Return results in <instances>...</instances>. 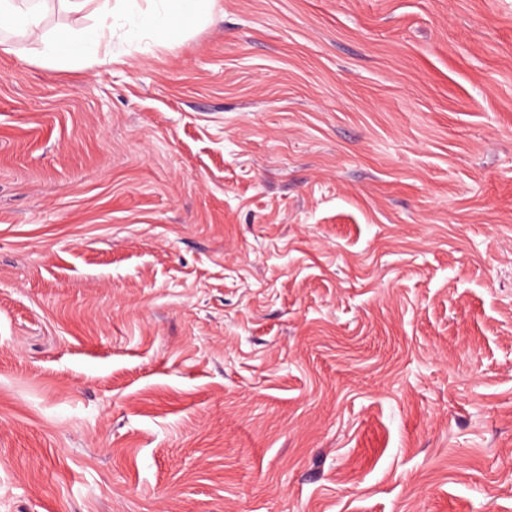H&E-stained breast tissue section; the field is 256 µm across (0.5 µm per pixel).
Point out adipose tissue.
Returning a JSON list of instances; mask_svg holds the SVG:
<instances>
[{
	"label": "adipose tissue",
	"mask_w": 512,
	"mask_h": 512,
	"mask_svg": "<svg viewBox=\"0 0 512 512\" xmlns=\"http://www.w3.org/2000/svg\"><path fill=\"white\" fill-rule=\"evenodd\" d=\"M213 0H152L141 9L128 0L115 7L102 0L95 23L75 30L60 27L40 39L36 59L43 65H102L112 60V34L122 27L131 36L147 31L165 43H178L207 17Z\"/></svg>",
	"instance_id": "ef3b65f1"
}]
</instances>
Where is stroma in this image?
Wrapping results in <instances>:
<instances>
[{
    "instance_id": "1",
    "label": "stroma",
    "mask_w": 512,
    "mask_h": 512,
    "mask_svg": "<svg viewBox=\"0 0 512 512\" xmlns=\"http://www.w3.org/2000/svg\"><path fill=\"white\" fill-rule=\"evenodd\" d=\"M0 51V512H512V0H214ZM95 23L75 30L60 27L40 38L36 61L42 65L106 64L112 62V34L119 24L130 36L149 31L160 41L178 43L207 17L213 0H148L147 10L137 4L112 7V0H100ZM116 23V24H115ZM73 50L63 53L61 44Z\"/></svg>"
}]
</instances>
